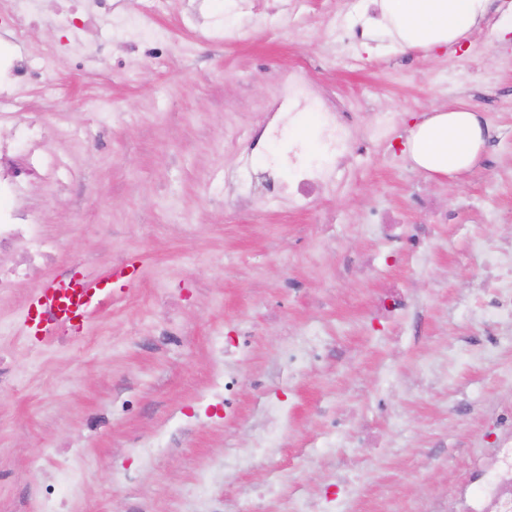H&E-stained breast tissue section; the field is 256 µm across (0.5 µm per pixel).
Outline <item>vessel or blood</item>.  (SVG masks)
<instances>
[{
	"instance_id": "obj_1",
	"label": "vessel or blood",
	"mask_w": 512,
	"mask_h": 512,
	"mask_svg": "<svg viewBox=\"0 0 512 512\" xmlns=\"http://www.w3.org/2000/svg\"><path fill=\"white\" fill-rule=\"evenodd\" d=\"M117 273L64 279L53 278L31 297L21 323L23 333L36 337L52 336L57 331L90 320L101 304L111 298Z\"/></svg>"
}]
</instances>
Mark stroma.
Here are the masks:
<instances>
[{"label":"stroma","mask_w":512,"mask_h":512,"mask_svg":"<svg viewBox=\"0 0 512 512\" xmlns=\"http://www.w3.org/2000/svg\"><path fill=\"white\" fill-rule=\"evenodd\" d=\"M345 2L166 0L153 21L171 42L161 61L115 26L103 30L108 52L76 65L71 25L51 12L16 46L26 57L51 49L54 91L22 95L63 129L48 150L65 167L25 200L57 243L46 276L123 264L138 284L70 328L64 348L20 332L41 279L0 301V347L14 352L22 384L0 389V512H37L53 483L74 487L66 512H190L205 496L236 512L271 463L284 471L268 512H300L303 488L335 500V512L374 493L389 512H451L456 489L489 460L497 419L512 410V335L482 322L473 250L512 238L499 220L512 211V34L497 26L512 0H495L462 44L405 52L370 27L358 45L338 43ZM229 29L239 42L225 43ZM297 63L349 98L356 128L375 112L398 117L387 145L357 157L322 200L338 217L326 238L268 189L284 177L279 159L296 130L248 140ZM456 103L487 123L479 161L456 177L418 168L411 129ZM420 185L455 223H428L413 203ZM368 206L398 212L404 239L364 225ZM413 234L424 240L415 253ZM389 283L408 307L384 321L372 299ZM306 332L318 334L320 358L286 377L281 354ZM230 336L248 339L232 359ZM217 366L238 377L229 411L202 396ZM278 400L295 419L271 447H255L261 408ZM326 407L356 409L382 447L360 466L342 444L326 457ZM158 432L159 452L138 455ZM48 448L71 449L67 473L45 468ZM234 450L250 462L201 488L200 473Z\"/></svg>","instance_id":"1"}]
</instances>
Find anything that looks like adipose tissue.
Wrapping results in <instances>:
<instances>
[{
	"label": "adipose tissue",
	"mask_w": 512,
	"mask_h": 512,
	"mask_svg": "<svg viewBox=\"0 0 512 512\" xmlns=\"http://www.w3.org/2000/svg\"><path fill=\"white\" fill-rule=\"evenodd\" d=\"M493 0H379V34L397 49H429L469 36L487 17ZM484 146L480 118L457 104L433 111L410 132L415 163L437 174L459 175L478 161Z\"/></svg>",
	"instance_id": "ef3b65f1"
}]
</instances>
